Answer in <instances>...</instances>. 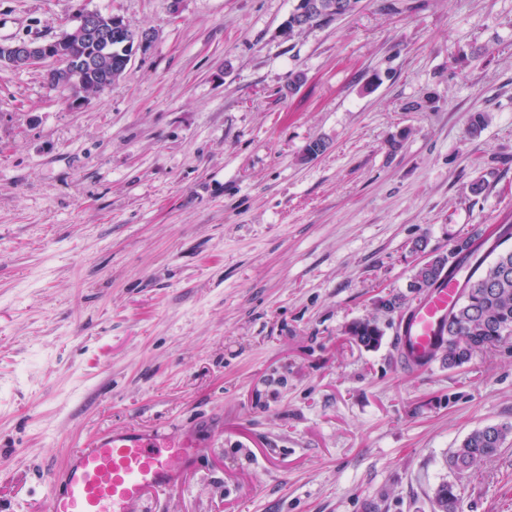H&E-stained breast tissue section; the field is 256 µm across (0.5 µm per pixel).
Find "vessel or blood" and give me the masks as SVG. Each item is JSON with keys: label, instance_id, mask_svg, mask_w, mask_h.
I'll list each match as a JSON object with an SVG mask.
<instances>
[{"label": "vessel or blood", "instance_id": "obj_1", "mask_svg": "<svg viewBox=\"0 0 512 512\" xmlns=\"http://www.w3.org/2000/svg\"><path fill=\"white\" fill-rule=\"evenodd\" d=\"M457 296L458 286L450 282L413 306L410 321L397 336L405 370H417L416 356L434 348ZM197 454L190 441H174L161 430L111 431L73 451L60 487L49 496L47 512H135L150 493L178 490L183 466Z\"/></svg>", "mask_w": 512, "mask_h": 512}]
</instances>
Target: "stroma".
<instances>
[{
    "mask_svg": "<svg viewBox=\"0 0 512 512\" xmlns=\"http://www.w3.org/2000/svg\"><path fill=\"white\" fill-rule=\"evenodd\" d=\"M387 1L286 39L294 0H0V43L83 9L154 35L78 106L0 71V512L129 428L200 450L140 512H433L448 454L512 424V336L408 372L378 305L414 241L512 223V0ZM462 510L512 512V440ZM346 334L360 346L367 349L377 348L384 336L383 330L375 320H358L346 329Z\"/></svg>",
    "mask_w": 512,
    "mask_h": 512,
    "instance_id": "1",
    "label": "stroma"
}]
</instances>
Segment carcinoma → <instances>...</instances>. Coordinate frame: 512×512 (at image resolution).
Returning a JSON list of instances; mask_svg holds the SVG:
<instances>
[{"instance_id":"obj_1","label":"carcinoma","mask_w":512,"mask_h":512,"mask_svg":"<svg viewBox=\"0 0 512 512\" xmlns=\"http://www.w3.org/2000/svg\"><path fill=\"white\" fill-rule=\"evenodd\" d=\"M512 224L498 225L496 237L476 230L458 238L451 250L439 253L425 267H417L407 285L408 294H389L380 299L381 308L394 312L406 305L407 295L420 299L445 282L456 279L459 300L448 311V320L439 330L440 343L425 357V366L436 359L454 368L468 362L476 349H492L512 336ZM346 334L360 346L377 348L384 336L374 320H358ZM512 437V425L491 424L470 432L448 455L446 464L454 480L442 482L435 493V512H460V486L464 478L488 458L496 455Z\"/></svg>"}]
</instances>
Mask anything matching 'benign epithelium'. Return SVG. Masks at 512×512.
<instances>
[{"label": "benign epithelium", "mask_w": 512, "mask_h": 512, "mask_svg": "<svg viewBox=\"0 0 512 512\" xmlns=\"http://www.w3.org/2000/svg\"><path fill=\"white\" fill-rule=\"evenodd\" d=\"M312 13L321 14L324 23H330L340 15H348L339 4L325 0H300L282 27L283 36L288 38L295 31L310 28L309 15ZM126 33L129 40L123 62L127 64L136 52L144 53L151 47L153 34L149 31H130L119 15L109 13L102 16L95 10L84 11L73 28L62 31L50 40L1 42L0 69L12 70L18 63L27 67H44L49 79L70 84V70L93 64L106 55L112 37Z\"/></svg>", "instance_id": "obj_1"}]
</instances>
